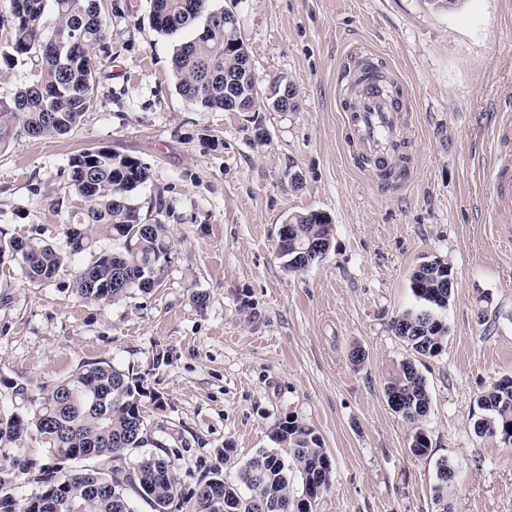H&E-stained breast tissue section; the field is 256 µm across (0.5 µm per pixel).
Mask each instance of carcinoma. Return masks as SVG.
<instances>
[{"label":"carcinoma","mask_w":512,"mask_h":512,"mask_svg":"<svg viewBox=\"0 0 512 512\" xmlns=\"http://www.w3.org/2000/svg\"><path fill=\"white\" fill-rule=\"evenodd\" d=\"M157 31L174 34L194 30L176 49L172 70L179 93L206 110H224V94L234 93L249 101L258 97L256 85L239 83L240 55L248 54L235 23L224 22V8L214 0H151ZM9 27L11 57L35 58L34 79L8 100L0 99V148L21 135L40 139L72 131L88 111L98 88L93 54L107 48L108 26L101 0H0V28ZM147 166L138 159L110 149H87L70 158L68 179L77 196L69 223L83 230V244L67 237L60 249L39 238L29 239L28 253H14L15 239L0 240V265L19 262L31 282L50 281L67 260L85 252L94 260L76 269L73 292L85 301L122 298L130 289L148 292L169 258L167 225L144 224L129 193L149 180ZM294 225L278 243L286 267L302 271L321 259L315 250L328 245L332 225L314 211L288 217ZM118 242L117 248L101 249L97 236ZM448 266L439 259L420 264L412 273L410 288L419 302L394 322L406 326L398 332L412 350L435 357L443 348L448 327L438 311L448 307L453 283L446 280ZM385 391L393 411L416 425L428 414L430 394L416 361L399 363ZM12 394L29 403L24 414L0 406V446L10 447L33 439L59 458L74 448H93L99 453L97 475L109 485L96 494L85 476L86 469L58 473L42 467L36 481L38 495L18 499L11 473L0 467V512H137L135 500L150 504L154 512H167L175 499L185 512H257L256 503L269 505L267 512H303L302 497L309 485L331 484V461L316 430L290 414L272 430L275 450H261L245 462L235 478H224L221 468L209 480L184 495L178 488L171 461L154 455L131 460L151 438L142 409L147 397L140 379L106 362L81 364L65 380L38 394L23 385ZM483 414L475 432L512 446V377L489 385L477 400ZM298 473L301 491L291 488ZM456 468L448 458L437 462L431 487L438 512H450ZM64 484V496L52 505L38 507L54 484Z\"/></svg>","instance_id":"carcinoma-1"}]
</instances>
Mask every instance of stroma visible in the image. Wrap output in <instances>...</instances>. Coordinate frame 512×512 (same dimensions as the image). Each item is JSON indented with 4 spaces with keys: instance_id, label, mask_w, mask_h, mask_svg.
<instances>
[{
    "instance_id": "1",
    "label": "stroma",
    "mask_w": 512,
    "mask_h": 512,
    "mask_svg": "<svg viewBox=\"0 0 512 512\" xmlns=\"http://www.w3.org/2000/svg\"><path fill=\"white\" fill-rule=\"evenodd\" d=\"M104 2L109 51L95 56L93 108L67 135L0 150V236L64 246L76 200L68 161L104 147L148 167L131 201L143 223L168 226L170 256L156 288L117 301L73 293L87 253L46 283L1 265L0 405L24 412L13 384L36 392L104 361L159 397L146 407L149 435L182 491L217 466L234 476L294 414L331 460L314 512H437L430 488L442 458L456 466L451 512H512V447L473 427L479 394L512 376V237L488 221L482 170L495 109L512 103V0L448 11L427 0H216L238 19L261 97L253 112L188 104L171 68L181 36L155 29L150 0ZM8 44L0 31L5 99L33 74L29 60L5 59ZM360 47L412 99L400 147L412 176L386 194L351 160L337 110ZM278 78L293 85L296 111L268 107ZM310 210L330 216L332 245L292 272L279 230ZM435 258L454 288L443 350L419 366L431 403L416 428L389 407L385 383L413 355L392 321L417 304L414 268ZM419 428L431 441L424 456L410 450Z\"/></svg>"
}]
</instances>
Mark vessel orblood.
I'll return each instance as SVG.
<instances>
[{"instance_id":"b4317fda","label":"vessel or blood","mask_w":512,"mask_h":512,"mask_svg":"<svg viewBox=\"0 0 512 512\" xmlns=\"http://www.w3.org/2000/svg\"><path fill=\"white\" fill-rule=\"evenodd\" d=\"M353 69L360 83L343 103L352 130L350 145L354 162L386 181L388 168L397 167L392 146L398 143L405 125L407 102L385 91L377 82L378 71L373 54L356 51ZM497 135L492 144L495 165L490 172L493 221L512 223V112L497 115Z\"/></svg>"}]
</instances>
